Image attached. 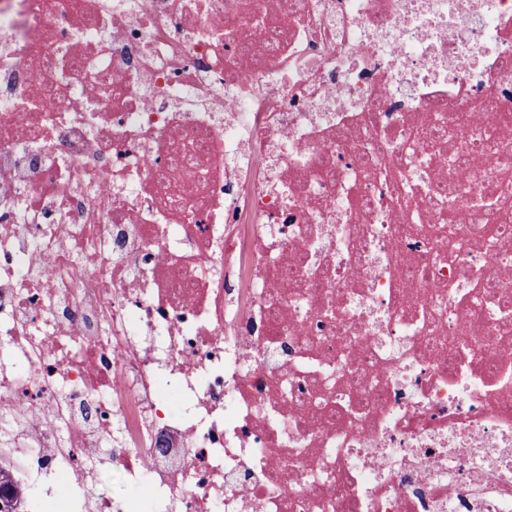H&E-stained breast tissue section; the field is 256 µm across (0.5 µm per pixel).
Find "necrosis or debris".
I'll return each instance as SVG.
<instances>
[{
    "label": "necrosis or debris",
    "mask_w": 512,
    "mask_h": 512,
    "mask_svg": "<svg viewBox=\"0 0 512 512\" xmlns=\"http://www.w3.org/2000/svg\"><path fill=\"white\" fill-rule=\"evenodd\" d=\"M433 130L476 136L463 178ZM491 175L512 0H0L23 512L97 470L155 512H512V221L430 204Z\"/></svg>",
    "instance_id": "necrosis-or-debris-1"
}]
</instances>
